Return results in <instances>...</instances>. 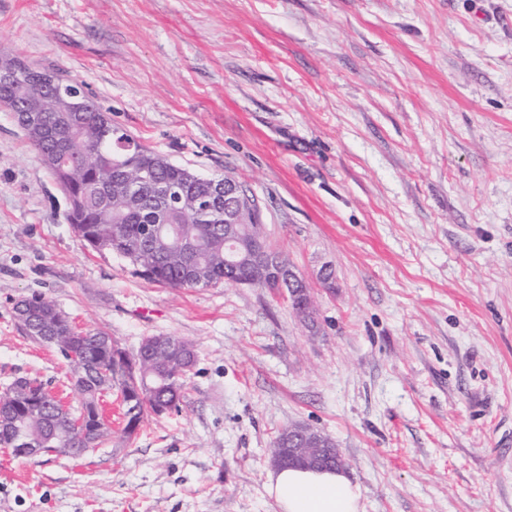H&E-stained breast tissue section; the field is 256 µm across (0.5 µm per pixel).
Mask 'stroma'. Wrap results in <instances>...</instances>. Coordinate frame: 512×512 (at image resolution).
Returning <instances> with one entry per match:
<instances>
[{"instance_id": "35a3bbf8", "label": "stroma", "mask_w": 512, "mask_h": 512, "mask_svg": "<svg viewBox=\"0 0 512 512\" xmlns=\"http://www.w3.org/2000/svg\"><path fill=\"white\" fill-rule=\"evenodd\" d=\"M234 176L308 283L172 289L85 247L0 111V391L73 405L18 328L39 294L134 352L190 340L180 412L78 458L0 455V512H278V430L330 436L362 512H512V0H0V53Z\"/></svg>"}]
</instances>
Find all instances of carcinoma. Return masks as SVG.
I'll list each match as a JSON object with an SVG mask.
<instances>
[{
	"label": "carcinoma",
	"instance_id": "1",
	"mask_svg": "<svg viewBox=\"0 0 512 512\" xmlns=\"http://www.w3.org/2000/svg\"><path fill=\"white\" fill-rule=\"evenodd\" d=\"M70 86L83 89L67 82L54 92L37 77L21 85L0 84V110L14 113L67 197L68 220L76 235L168 288L232 285L230 272L224 271V218H206L189 202L167 203L158 187L167 186L177 197L184 194L176 167L113 127L98 107L77 114L67 111L64 97ZM26 100L41 108L34 124L28 113L17 111ZM30 305L39 323L26 336H50L59 353L77 354L71 387L79 400L64 409L42 392L35 416L12 406L1 438L25 436L43 448L80 447L69 433L70 416L83 417L88 432H94L99 424L97 391L110 368L117 370L126 439L137 434L145 415L181 410L187 379L198 361L187 349L188 340L167 335L159 344L148 336L142 340L143 354L129 355L104 344L107 333L102 330L76 331L54 303L35 296Z\"/></svg>",
	"mask_w": 512,
	"mask_h": 512
}]
</instances>
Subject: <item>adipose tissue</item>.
Returning <instances> with one entry per match:
<instances>
[{
    "instance_id": "ef3b65f1",
    "label": "adipose tissue",
    "mask_w": 512,
    "mask_h": 512,
    "mask_svg": "<svg viewBox=\"0 0 512 512\" xmlns=\"http://www.w3.org/2000/svg\"><path fill=\"white\" fill-rule=\"evenodd\" d=\"M280 512H360V491L340 470L284 468L270 476Z\"/></svg>"
}]
</instances>
